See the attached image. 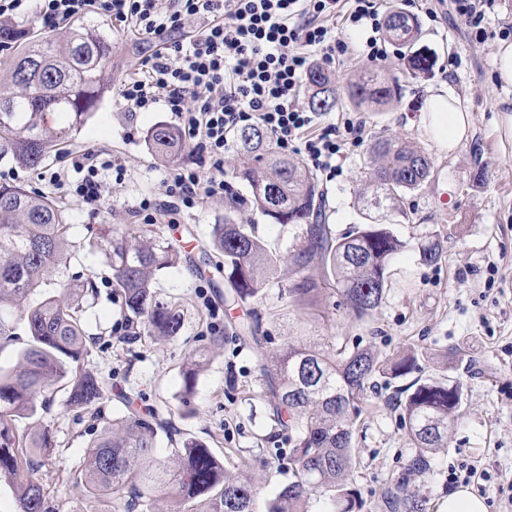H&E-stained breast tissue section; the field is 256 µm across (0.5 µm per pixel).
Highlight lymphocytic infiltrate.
<instances>
[{
	"label": "lymphocytic infiltrate",
	"mask_w": 512,
	"mask_h": 512,
	"mask_svg": "<svg viewBox=\"0 0 512 512\" xmlns=\"http://www.w3.org/2000/svg\"><path fill=\"white\" fill-rule=\"evenodd\" d=\"M89 13L133 25L152 45L136 75L122 83L119 103L131 113H169L200 153V164L173 167L163 182L178 210L223 196L224 154L238 128H262L281 150L320 172H335L347 149L363 141L362 120L345 122L341 136L335 127L317 128V113L300 106L297 95L314 64L331 65L347 50L329 18L368 30L362 54L372 62L386 58L378 0H0V19L34 14L51 29ZM192 17L203 26L186 41L180 33ZM127 175L125 162L108 150L83 149L48 184L96 210L108 185L123 184Z\"/></svg>",
	"instance_id": "f902f5d3"
}]
</instances>
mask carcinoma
<instances>
[{
  "instance_id": "obj_1",
  "label": "carcinoma",
  "mask_w": 512,
  "mask_h": 512,
  "mask_svg": "<svg viewBox=\"0 0 512 512\" xmlns=\"http://www.w3.org/2000/svg\"><path fill=\"white\" fill-rule=\"evenodd\" d=\"M386 39L407 49L408 66L426 73L434 65L426 50L416 48L419 28L413 16L395 5L385 23ZM11 54L0 59V160L21 167L39 166L69 132L91 117L110 91L105 71L112 38L97 24H69L62 36L32 37L0 26V44ZM309 107L333 110L338 99L327 70L313 68L307 77ZM395 96L390 78L364 74L350 82L348 97L356 107L387 105ZM146 142L160 160L173 159L181 145L178 128L154 125ZM230 148L238 157L234 178L240 193L225 184L224 223L212 225L206 249L224 256V302L243 305L264 289L281 283L288 272L289 297L300 309L317 310L323 287L332 286L352 313L363 319L376 309L390 283L392 260L405 243L390 225L372 221L337 237L326 222L323 194L303 163L278 150L266 131L244 127ZM372 187L367 205L378 211L400 209L406 195L434 177L429 158L402 142L374 141L369 150ZM248 207L273 224H301L292 250H270L249 224L233 213ZM71 214L53 197L20 186L0 185V343L13 340L12 313L20 310L27 341L21 363L0 373V478L16 484L18 512H56L33 473L32 449L44 455L52 447L49 431L21 434L16 422L37 413L39 398L61 382L68 402L96 410L108 386L84 368L88 355L82 316L95 303L97 283L66 277L73 244ZM112 270V287L122 297V311L160 339L179 336L184 313L177 302L162 301L154 291L156 273L183 266L182 254L143 228L100 229L94 243ZM320 271V278L310 270ZM259 322L248 316L238 323L242 337L260 343ZM207 347L195 350L182 371L183 404L189 405ZM422 354L409 347L382 356L371 347L320 350L292 341L277 351L261 352L258 364L266 380L265 401L272 420L291 434V478L257 502L260 484L250 468L224 461L193 437L157 458L158 429L128 399L124 412L105 423L90 444L82 485L91 495L112 496V512H153L155 493L166 491L173 512H356L358 490L350 481L355 463L354 426L364 392L377 377L398 380L410 374ZM462 386L429 376L405 388L400 401L404 432L417 449L414 471L425 470L427 457L448 446L458 417ZM392 512H425L424 501L396 486L388 502Z\"/></svg>"
}]
</instances>
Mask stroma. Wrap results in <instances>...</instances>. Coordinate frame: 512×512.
I'll return each instance as SVG.
<instances>
[{"label": "stroma", "mask_w": 512, "mask_h": 512, "mask_svg": "<svg viewBox=\"0 0 512 512\" xmlns=\"http://www.w3.org/2000/svg\"><path fill=\"white\" fill-rule=\"evenodd\" d=\"M399 2L416 18L420 44L432 53L433 68L412 73L392 45L385 60L370 63L359 54L366 31L337 28V37L350 46L329 69L339 104L317 119L321 128L343 125L353 117L365 123L363 146L342 158L335 173L317 175L335 235L366 221L363 193L369 143L380 138L406 142L422 151L435 171L430 182L407 195L402 211L390 216L406 247L392 263L391 284L380 306L364 320L350 315L340 295L330 291L321 299L318 317L295 310L288 295L275 286L247 306L227 307L220 257L204 253L199 242L224 218L223 199L213 197L194 210L179 212L174 223L163 220L155 226L168 242L183 247L187 263L206 269L201 280L185 271L157 275L158 297L182 303L181 335L167 340L136 336L121 311L122 298L111 284V271L93 242L101 225L125 229L138 224L135 208L142 198L162 197L166 167L155 159L145 137L169 116L131 114L118 105L115 89L137 71L145 43L115 23L106 25L112 35L107 75L112 92L84 126L68 136L64 155L36 168L0 161V185L43 191L44 176L68 166L71 152L87 148L107 147L128 166L125 183L111 190L100 210L70 205L75 249L68 273L94 278L99 286L97 302L85 316L90 353L84 365L113 390L101 405L105 415L120 410L115 393L128 395L142 413L159 415L172 437L187 433L215 454L229 455L231 464L265 468L261 493L269 496L288 481L287 472L274 463L276 449L287 448L288 438L282 434L268 444L255 440L256 434L273 430L263 401L265 381L257 366L260 349H278L289 339L324 349L369 346L383 355L415 346L428 354L420 363L423 375L461 383L460 413L447 447L429 456L424 473L413 475L409 468L416 450L404 434L396 404L407 379L367 388L368 409L357 421V464L351 476L363 502L361 512H386L388 489L403 480L424 500L426 512H438L454 489L449 474L461 476L470 467L477 468L479 476L469 486L486 498L489 512H512L504 491L512 483V84L500 81L496 69L502 44L499 31L512 24V0H496L487 38L477 44L469 40L450 0ZM364 69L396 79V98L390 105L369 112L350 102L348 81ZM438 89L453 93L469 110L467 136L450 151L439 149L419 121L429 94ZM237 220L253 225L256 236L280 252L300 232L299 225L271 224L247 209L238 212ZM187 225L196 226L198 240L186 239L182 229ZM431 238L439 239L444 249L436 263L424 261L420 254L422 244ZM248 311L259 320L263 345L239 338L234 329ZM214 333L223 343L212 349L191 405L183 407L179 398L185 360ZM66 399V390L56 387L48 409L17 423L19 432L46 429L56 441L52 459L34 476L57 512H112L110 500L87 498L76 484L85 470L88 447L103 425Z\"/></svg>", "instance_id": "35a3bbf8"}]
</instances>
